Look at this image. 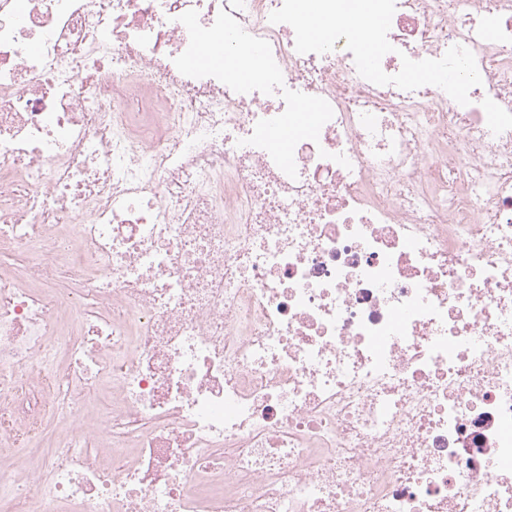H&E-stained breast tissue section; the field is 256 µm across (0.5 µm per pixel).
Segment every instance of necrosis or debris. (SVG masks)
Returning a JSON list of instances; mask_svg holds the SVG:
<instances>
[{
  "label": "necrosis or debris",
  "instance_id": "obj_1",
  "mask_svg": "<svg viewBox=\"0 0 512 512\" xmlns=\"http://www.w3.org/2000/svg\"><path fill=\"white\" fill-rule=\"evenodd\" d=\"M360 2L0 0V512H512V0Z\"/></svg>",
  "mask_w": 512,
  "mask_h": 512
}]
</instances>
